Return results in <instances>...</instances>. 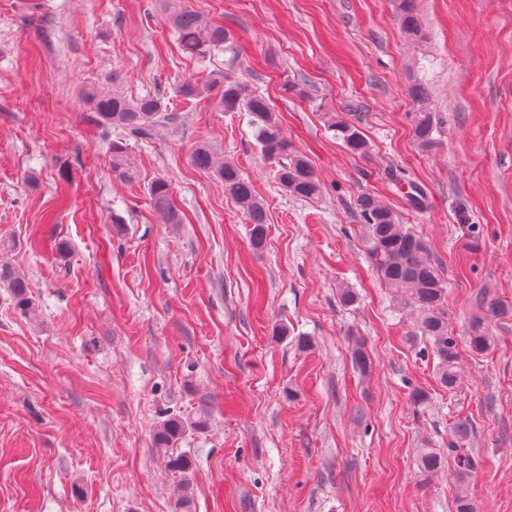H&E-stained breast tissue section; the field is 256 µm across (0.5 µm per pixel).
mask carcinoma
<instances>
[{
  "label": "carcinoma",
  "instance_id": "1",
  "mask_svg": "<svg viewBox=\"0 0 512 512\" xmlns=\"http://www.w3.org/2000/svg\"><path fill=\"white\" fill-rule=\"evenodd\" d=\"M414 2L399 0V19L402 30L416 37L420 34V27ZM168 22L182 52L191 58L203 61L215 52L224 50V44L229 39L224 27L207 23L194 9L175 10L169 14ZM123 81L122 72L114 70L101 86L81 91L84 103L95 113L98 124L118 128L135 139L152 138L159 126L169 128L174 134L179 132V117L169 109L163 97L157 94L130 96L123 88ZM177 93L186 100L201 97L212 99L222 112L248 113L260 151L274 166L280 187L296 198L312 200L320 195L321 183L309 160L293 148L269 102L250 84L229 79L224 73L216 71L202 83L193 80L183 82L178 86ZM408 94L417 105L413 115L415 140L420 148L429 149L436 143L438 122L434 113L425 106L428 98L426 87L416 83L409 88ZM328 129L352 153L363 154L367 151V143L354 124L332 116L328 120ZM190 162L224 183V190L243 210L251 224L249 232L252 244L257 248L262 247L266 241L268 218L253 184L233 164L217 159L205 143H199L192 149ZM112 171L127 181L138 178L127 144L120 140L112 141ZM149 195L153 209L164 223H179L172 203V187L166 179L153 180ZM355 207L366 224L381 281L402 307L418 313V331L429 343L436 359V380L448 392H455L462 384L458 336L448 322V293L428 244L402 224L391 208L371 194L357 196ZM0 285L10 290L15 305L23 314L30 318L37 316V306L31 296L28 280L22 273L0 264ZM472 306L465 339L472 354L484 356L496 347L493 320L512 315V305L494 300L489 292L479 290L473 297ZM351 361L360 374L369 372L371 362L363 342L355 343ZM201 425L200 420L192 421L182 415H172L156 427L155 446L172 448L189 429ZM471 432L470 422L459 419L452 426L448 441V455L455 464V512H477L468 480L480 460L474 449L463 447ZM416 465L420 475L427 478L443 468L444 457L434 448H421L417 453Z\"/></svg>",
  "mask_w": 512,
  "mask_h": 512
}]
</instances>
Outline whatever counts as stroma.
<instances>
[{
	"mask_svg": "<svg viewBox=\"0 0 512 512\" xmlns=\"http://www.w3.org/2000/svg\"><path fill=\"white\" fill-rule=\"evenodd\" d=\"M181 6L231 44L184 57L167 20ZM416 7L419 40L398 0H0V262L38 307L25 317L0 286V512H454L453 464L425 481L416 455L447 452L463 418L478 512H512V318L489 356L460 346L463 387L448 393L355 210L377 194L427 242L456 336L478 289L512 303V0ZM117 67L129 95L162 94L181 119L177 135L129 141L133 182L112 171L119 130L80 99ZM217 70L269 100L319 198L281 189L247 113L177 94ZM288 80L306 98L285 95ZM416 83L442 121L429 150L413 137ZM330 112L366 155L327 131ZM200 142L263 200L261 249L223 184L191 165ZM158 177L181 223L153 212ZM168 413L206 421L174 447L184 478L153 443ZM327 127L352 153L364 154L367 151V143L354 124L335 115L329 118Z\"/></svg>",
	"mask_w": 512,
	"mask_h": 512,
	"instance_id": "35a3bbf8",
	"label": "stroma"
}]
</instances>
